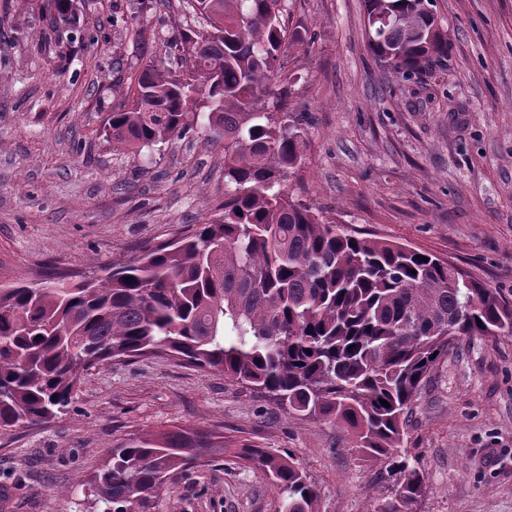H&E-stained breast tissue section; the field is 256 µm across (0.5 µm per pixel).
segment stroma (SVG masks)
I'll use <instances>...</instances> for the list:
<instances>
[{
  "label": "stroma",
  "instance_id": "1",
  "mask_svg": "<svg viewBox=\"0 0 512 512\" xmlns=\"http://www.w3.org/2000/svg\"><path fill=\"white\" fill-rule=\"evenodd\" d=\"M55 10L0 0V284L101 274L224 206L222 131L201 123L139 151L105 131L143 65L187 77L181 59L206 22L185 0H77L76 26L57 30ZM432 10L448 58L406 78L371 52L363 0H285L294 43L276 65L307 142L288 193L512 299V0H432ZM175 427L291 453L321 490L319 512H374L393 485L346 429L151 355L92 368L51 423L0 430V512H93L86 480L110 446ZM400 452L426 477L416 512H512V335L449 352ZM278 508L262 469L221 455L170 473L153 512Z\"/></svg>",
  "mask_w": 512,
  "mask_h": 512
}]
</instances>
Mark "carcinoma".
<instances>
[{
    "mask_svg": "<svg viewBox=\"0 0 512 512\" xmlns=\"http://www.w3.org/2000/svg\"><path fill=\"white\" fill-rule=\"evenodd\" d=\"M216 2L217 11L190 0L211 28L194 41L196 79L143 66L108 132L137 149L180 137L205 95L208 123L224 130V214L97 282L1 287L0 428L63 413L102 362L161 352L222 371L301 420L346 428L363 458L395 475L394 495L375 512H413L426 484L398 459L406 416L461 339L512 335V302L442 258L363 237L292 200L304 128L282 110L286 88L267 101L289 45L283 0ZM364 6L369 47L393 70L421 74L448 56L431 0ZM226 453L267 473L280 512H318L321 490L291 455L226 448L204 429L116 445L86 484L105 512H150L171 471Z\"/></svg>",
    "mask_w": 512,
    "mask_h": 512,
    "instance_id": "cac0c4a2",
    "label": "carcinoma"
}]
</instances>
